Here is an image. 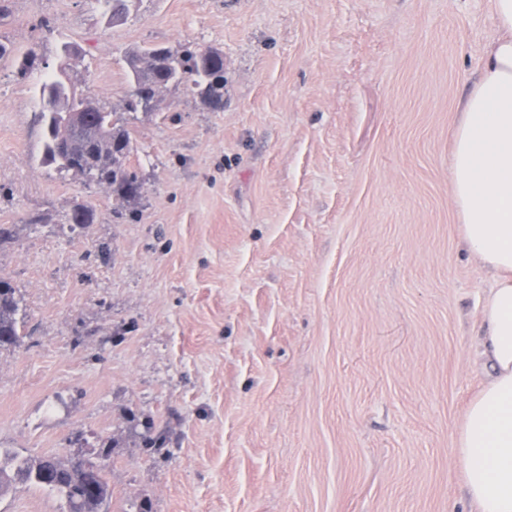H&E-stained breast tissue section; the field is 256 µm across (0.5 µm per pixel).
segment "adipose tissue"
<instances>
[{"mask_svg":"<svg viewBox=\"0 0 512 512\" xmlns=\"http://www.w3.org/2000/svg\"><path fill=\"white\" fill-rule=\"evenodd\" d=\"M453 133L452 197L469 252L494 274L478 352L491 369L461 420L454 453L476 512H512V0Z\"/></svg>","mask_w":512,"mask_h":512,"instance_id":"obj_1","label":"adipose tissue"}]
</instances>
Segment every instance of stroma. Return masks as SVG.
<instances>
[{"label": "stroma", "mask_w": 512, "mask_h": 512, "mask_svg": "<svg viewBox=\"0 0 512 512\" xmlns=\"http://www.w3.org/2000/svg\"><path fill=\"white\" fill-rule=\"evenodd\" d=\"M494 31L492 0H137L110 28L96 0H8L0 448L103 465L113 512H473L453 448L492 274L451 152ZM65 43L109 110L132 47L224 54L222 108L172 86L136 114V198L41 163ZM18 311L19 302L14 288L0 278V349L15 346L19 342Z\"/></svg>", "instance_id": "35a3bbf8"}]
</instances>
